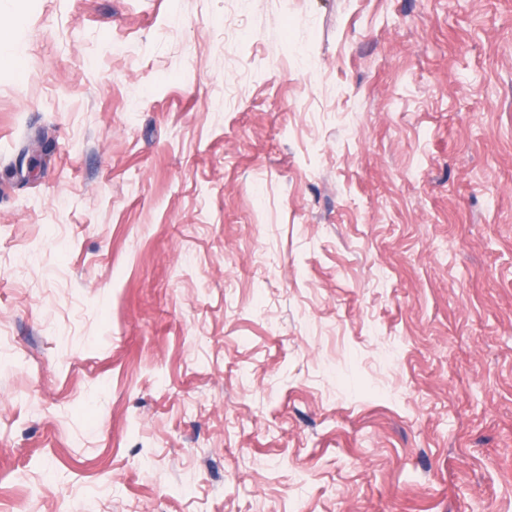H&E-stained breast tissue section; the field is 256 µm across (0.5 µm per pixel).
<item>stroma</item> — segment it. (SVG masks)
<instances>
[{"instance_id":"1","label":"stroma","mask_w":512,"mask_h":512,"mask_svg":"<svg viewBox=\"0 0 512 512\" xmlns=\"http://www.w3.org/2000/svg\"><path fill=\"white\" fill-rule=\"evenodd\" d=\"M0 512H512V0H0Z\"/></svg>"}]
</instances>
